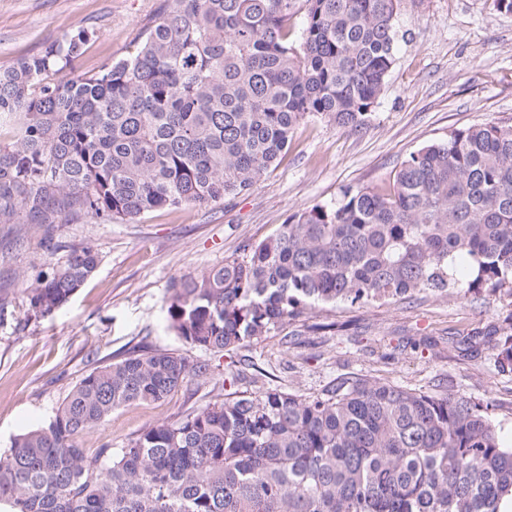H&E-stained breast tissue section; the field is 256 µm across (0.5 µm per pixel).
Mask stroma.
<instances>
[{"mask_svg": "<svg viewBox=\"0 0 512 512\" xmlns=\"http://www.w3.org/2000/svg\"><path fill=\"white\" fill-rule=\"evenodd\" d=\"M163 0H0V69L86 29L81 75L128 57ZM396 62L364 128L311 117L280 161L246 194L206 207L161 208L131 223L0 224V454L49 422L69 391L100 364L149 349L208 364L164 401L129 404L79 440L87 455L127 447L144 427L175 421L238 390L269 387L310 396L342 373L367 374L424 392L495 400L493 421L512 440V371L495 364L484 331L512 299L428 291L358 308L318 306L244 348L249 363L193 350L167 327L172 280L243 257L292 214L329 204L348 187L388 188L422 146L472 125H512V14L492 0H402ZM90 245L98 265L53 313H34L25 283Z\"/></svg>", "mask_w": 512, "mask_h": 512, "instance_id": "1", "label": "stroma"}]
</instances>
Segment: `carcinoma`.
I'll return each mask as SVG.
<instances>
[{"label":"carcinoma","instance_id":"cac0c4a2","mask_svg":"<svg viewBox=\"0 0 512 512\" xmlns=\"http://www.w3.org/2000/svg\"><path fill=\"white\" fill-rule=\"evenodd\" d=\"M400 0H165L129 57L72 76L80 29L0 69V224H103L248 192L294 130L367 124L396 60ZM302 17L300 31L295 20ZM97 266L90 246L27 282L50 314ZM512 296V126L452 131L392 188L347 189L168 288V327L233 352L319 304L448 292ZM488 335L512 366V310ZM209 368L147 351L100 365L0 455V512H512V443L491 399L340 375L316 396L230 391L89 458L78 439Z\"/></svg>","mask_w":512,"mask_h":512}]
</instances>
